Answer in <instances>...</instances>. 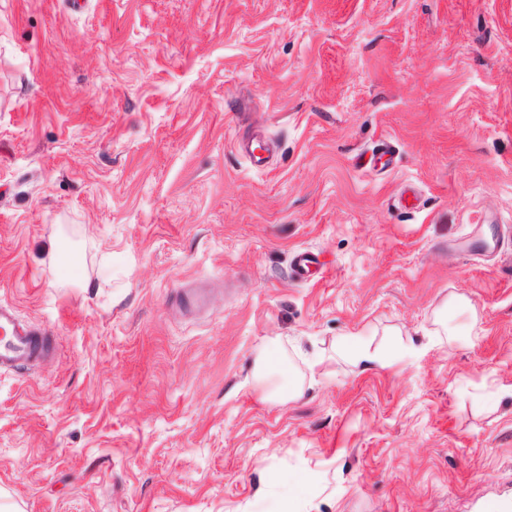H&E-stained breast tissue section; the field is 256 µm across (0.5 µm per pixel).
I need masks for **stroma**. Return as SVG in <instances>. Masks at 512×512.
I'll use <instances>...</instances> for the list:
<instances>
[{
	"instance_id": "obj_1",
	"label": "stroma",
	"mask_w": 512,
	"mask_h": 512,
	"mask_svg": "<svg viewBox=\"0 0 512 512\" xmlns=\"http://www.w3.org/2000/svg\"><path fill=\"white\" fill-rule=\"evenodd\" d=\"M70 2L0 0V302L55 346L0 372V504L512 505V0ZM402 355V348L394 346L388 350L372 349L371 344L352 336L336 347V363L348 362L351 366L366 370L369 368L387 369L392 367Z\"/></svg>"
}]
</instances>
